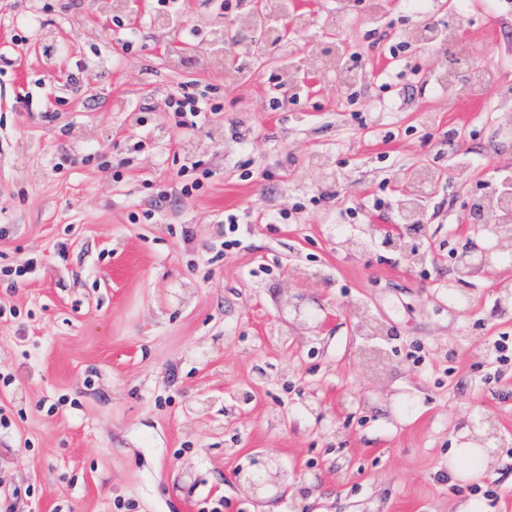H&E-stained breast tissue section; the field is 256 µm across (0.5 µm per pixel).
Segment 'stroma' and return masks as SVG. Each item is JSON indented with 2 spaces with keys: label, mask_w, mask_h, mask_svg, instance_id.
<instances>
[{
  "label": "stroma",
  "mask_w": 512,
  "mask_h": 512,
  "mask_svg": "<svg viewBox=\"0 0 512 512\" xmlns=\"http://www.w3.org/2000/svg\"><path fill=\"white\" fill-rule=\"evenodd\" d=\"M303 2L296 57L332 52L322 33L345 12L358 87L326 70L282 88L277 46L240 28L248 77L225 82L222 34L248 0H186L174 28L157 0L133 22L110 0H0V266H32L0 280V512H512V358L487 352L512 337L496 294L512 275L472 280L466 320L446 296L468 199L512 172V0ZM463 13L460 41L405 38ZM453 60L498 80L463 97L434 79ZM183 88L217 107L191 138L162 95ZM423 166L441 177L415 255L354 248L399 224ZM291 298L319 332L290 324ZM481 415L490 477L454 482L448 457ZM269 457L288 490L259 502L235 474Z\"/></svg>",
  "instance_id": "35a3bbf8"
}]
</instances>
